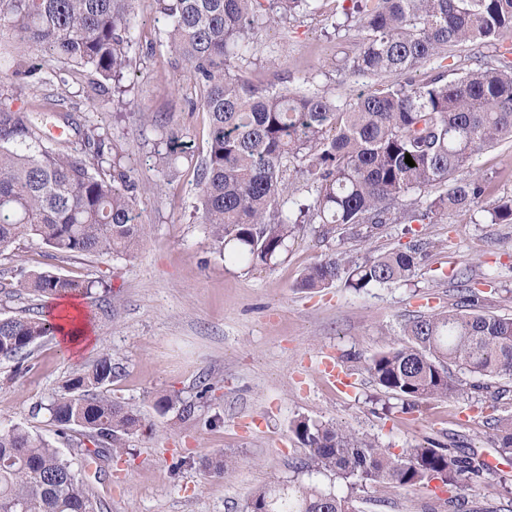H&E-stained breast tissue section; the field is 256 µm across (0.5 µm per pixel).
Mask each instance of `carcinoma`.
I'll return each instance as SVG.
<instances>
[{
    "label": "carcinoma",
    "mask_w": 512,
    "mask_h": 512,
    "mask_svg": "<svg viewBox=\"0 0 512 512\" xmlns=\"http://www.w3.org/2000/svg\"><path fill=\"white\" fill-rule=\"evenodd\" d=\"M133 0H0V33L13 40L14 73L30 75L23 48L37 44L52 58L119 82L131 65ZM316 0H157L171 52L199 85L197 106L209 118L206 155L197 167L201 223L229 263L268 264L280 258L301 224L431 222L450 211L481 209L493 224H512V197L485 202L487 179L455 173L484 150L512 140V61L485 46L512 42V0H350L339 30L360 40L341 68L366 89L340 98L277 78L280 88L239 73L256 29L288 22ZM466 51L475 66L448 77L444 61ZM45 113L0 108V252L21 238L69 256L127 253L144 234L138 183L120 160L102 167L105 138L76 121L63 124L85 150L71 151L47 135ZM154 165L169 175L185 143L163 132ZM410 155L415 166L405 163ZM423 254L416 242L378 256L327 254L299 281L307 290L342 280L355 290L406 281ZM30 294L61 298L92 294L93 281L43 272L18 282ZM446 311L402 325L403 340L374 354L371 378L409 413L422 403L463 399L479 385L465 376L512 379V318L481 311L467 284ZM57 333L50 319L0 317V358L25 361L39 340ZM117 366L108 356L70 379L49 405L65 435L79 429L96 457H120L129 439L151 438L152 426L112 399ZM161 415L192 404L178 395L156 402ZM487 442L512 455V415L490 414ZM291 432L306 449L303 469L345 482L340 495L317 486L266 485L243 512H356L357 493L420 490L439 480L455 512H512V486L462 441H430L393 454L376 438L332 421L294 419ZM474 484L493 488L499 508L469 497ZM87 484L59 449L22 426L0 424V512H97Z\"/></svg>",
    "instance_id": "carcinoma-1"
}]
</instances>
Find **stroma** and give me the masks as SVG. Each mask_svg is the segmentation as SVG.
<instances>
[{
  "label": "stroma",
  "mask_w": 512,
  "mask_h": 512,
  "mask_svg": "<svg viewBox=\"0 0 512 512\" xmlns=\"http://www.w3.org/2000/svg\"><path fill=\"white\" fill-rule=\"evenodd\" d=\"M336 7V0H317L314 10L288 24L257 31L246 77L272 83L268 62L275 59L291 81L307 77L340 97L361 90V82L336 69L342 49L359 38L355 28L335 29ZM131 33L129 88L120 98L90 71L36 48L28 55L41 71L15 75L10 48H0V104L67 114L95 128L133 169L144 226L140 244L123 254L66 257L31 239L0 253L1 316L53 312V299L15 292L14 283L27 275L50 271L107 283L81 301L95 328L83 353L73 355L48 336L32 347L23 374H16L14 361L0 359V423L23 425L59 448L86 477L98 512H241L263 485L292 480L339 489L334 476L298 470L305 451L289 426L299 416L375 437L394 454L432 438H464L481 447L485 463L512 477V457H501L484 440L486 391L475 392L468 404L448 399L410 414L389 413L387 395L366 371L372 355L399 340L404 319L455 303L459 271H467L483 295L485 312L512 316V224L451 212L430 224H388L364 240L306 224L274 263L225 262L195 210L194 159L206 146L208 118L191 109L193 73L166 49L156 0H135ZM54 70L62 81L51 79ZM144 111L164 114L168 129L188 145L169 177L149 160L160 133L141 125ZM474 168L488 179L487 202L512 195V142L483 151ZM415 240L425 257L409 281L360 292L340 281L320 291L296 286L326 254L377 255ZM324 352L354 386L319 374ZM105 355L118 366L109 395L158 431L156 440H132L131 454L117 461L82 452L79 433L58 436L46 410L69 379ZM203 379L210 384L205 394ZM173 391L193 404L190 416L156 411L155 401ZM224 453L234 456V468L225 477L212 476L207 462ZM380 496L378 505L357 500L359 512H446L422 489H387Z\"/></svg>",
  "instance_id": "35a3bbf8"
}]
</instances>
